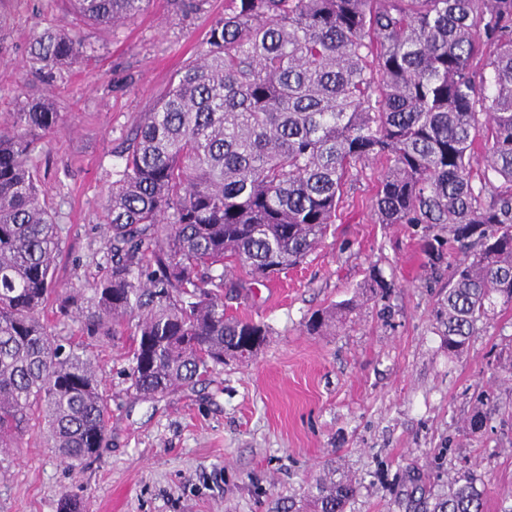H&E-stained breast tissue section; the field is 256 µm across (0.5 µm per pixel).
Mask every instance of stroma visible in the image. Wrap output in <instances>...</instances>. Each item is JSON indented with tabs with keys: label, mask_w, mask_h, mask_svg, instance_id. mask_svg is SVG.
<instances>
[{
	"label": "stroma",
	"mask_w": 512,
	"mask_h": 512,
	"mask_svg": "<svg viewBox=\"0 0 512 512\" xmlns=\"http://www.w3.org/2000/svg\"><path fill=\"white\" fill-rule=\"evenodd\" d=\"M224 0H151L123 25H93L66 0H7L0 8V121L18 91L51 95L65 119L36 158L40 199L63 228L57 276L67 286L102 277L109 265L107 200L120 151L142 112L206 49ZM75 33L94 54L47 81L26 65L41 29ZM381 166L348 185L334 234L280 278L241 291L230 313L269 325L256 356L229 358L194 387L156 400L131 394L128 340L100 343L83 322L56 321L60 335L99 356L111 409V440L99 458L71 468L42 447L38 430L0 462V512H61L65 497L89 512H295L327 471L359 485L345 512H411L420 484L437 493L471 471L497 512L512 488V312L497 315L449 358L434 309L448 265L430 268L410 224L378 223L372 210ZM381 271L393 286L366 285ZM355 298L352 322L308 335L313 311ZM498 410L477 433L465 427L474 390Z\"/></svg>",
	"instance_id": "obj_1"
}]
</instances>
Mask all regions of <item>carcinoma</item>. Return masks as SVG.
<instances>
[{"label": "carcinoma", "mask_w": 512, "mask_h": 512, "mask_svg": "<svg viewBox=\"0 0 512 512\" xmlns=\"http://www.w3.org/2000/svg\"><path fill=\"white\" fill-rule=\"evenodd\" d=\"M70 2L116 27L148 0ZM93 52L45 29L28 59L51 76ZM63 120L45 95L0 124L1 458L33 426L69 466L111 438L98 358L50 310L132 338L136 396L193 386L264 344L269 326L224 299L301 264L362 164L381 165L378 223L421 226L434 265L463 254L436 314L448 357L512 310V0H224L207 49L139 116L108 201L111 269L79 289L55 280L61 228L36 178L38 141ZM354 308L311 313L307 334ZM474 403L472 433L494 409L486 391ZM356 491L326 476L296 512H344ZM429 512H486L483 481L451 479Z\"/></svg>", "instance_id": "cac0c4a2"}]
</instances>
